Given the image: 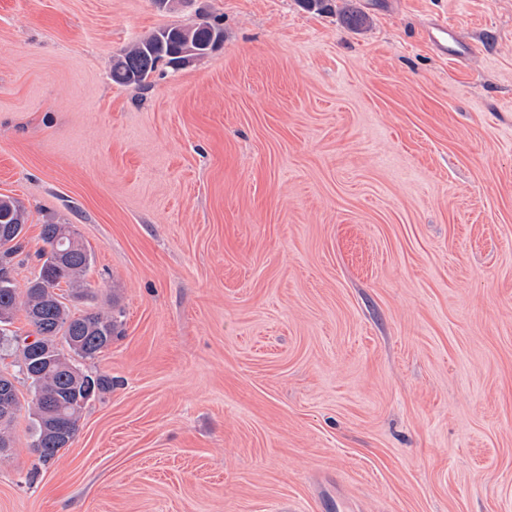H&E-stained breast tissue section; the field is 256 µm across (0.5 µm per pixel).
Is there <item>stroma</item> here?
Listing matches in <instances>:
<instances>
[{
	"mask_svg": "<svg viewBox=\"0 0 512 512\" xmlns=\"http://www.w3.org/2000/svg\"><path fill=\"white\" fill-rule=\"evenodd\" d=\"M0 0V195L75 225L123 335L0 512H512V0ZM143 87L112 57L199 15ZM455 26L465 54L426 40ZM218 43H224V27L215 20L159 27L112 57V82L121 86H145L160 61L180 69L187 63L184 49L196 50L195 59H202L216 51Z\"/></svg>",
	"mask_w": 512,
	"mask_h": 512,
	"instance_id": "obj_1",
	"label": "stroma"
}]
</instances>
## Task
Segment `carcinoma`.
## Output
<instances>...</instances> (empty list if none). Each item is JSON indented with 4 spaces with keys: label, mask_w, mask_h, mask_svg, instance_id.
Segmentation results:
<instances>
[{
    "label": "carcinoma",
    "mask_w": 512,
    "mask_h": 512,
    "mask_svg": "<svg viewBox=\"0 0 512 512\" xmlns=\"http://www.w3.org/2000/svg\"><path fill=\"white\" fill-rule=\"evenodd\" d=\"M224 43L221 23L200 20L184 25H167L144 36L112 56L110 76L121 86H144L157 64L184 67L183 52L197 51L202 59ZM25 211L10 197H0V345L10 342L5 326L11 323L17 304L24 306L34 339L19 348V372L34 393L33 447L41 449L46 463L74 439L88 402L112 390V378H95L84 373L75 358L94 359L112 346L120 335L117 320L97 310L75 314L69 302L85 295V274L92 254L81 243L73 224L42 225L44 246L35 252L38 264L24 290L12 276L14 258L24 249ZM67 292L61 293V285ZM15 377L0 374V401L8 398L12 411L0 414V459L12 446L11 425L19 407Z\"/></svg>",
    "instance_id": "1"
}]
</instances>
